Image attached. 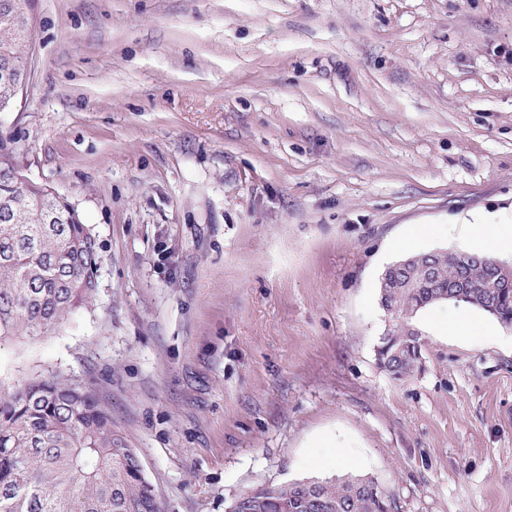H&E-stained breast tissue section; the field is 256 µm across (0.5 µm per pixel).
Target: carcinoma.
<instances>
[{
    "instance_id": "cac0c4a2",
    "label": "carcinoma",
    "mask_w": 512,
    "mask_h": 512,
    "mask_svg": "<svg viewBox=\"0 0 512 512\" xmlns=\"http://www.w3.org/2000/svg\"><path fill=\"white\" fill-rule=\"evenodd\" d=\"M36 0H0V62L30 72ZM13 142L0 136V342L59 328L98 288L100 245L71 204L44 184L11 177ZM379 292L389 319L378 344L380 365L400 378L420 367L412 319L443 302L464 303L512 323V278L493 259L460 264L442 252L411 255ZM231 512H396L395 501L369 477L346 474L258 487ZM0 512H162L112 416L89 387L68 376H36L0 387Z\"/></svg>"
}]
</instances>
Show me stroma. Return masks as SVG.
I'll return each mask as SVG.
<instances>
[{"mask_svg": "<svg viewBox=\"0 0 512 512\" xmlns=\"http://www.w3.org/2000/svg\"><path fill=\"white\" fill-rule=\"evenodd\" d=\"M0 135L101 246L0 386L62 373L112 416L163 512L346 473L399 512H512V330L452 302L376 348L378 278L512 224V0H36ZM469 313L484 323L452 335Z\"/></svg>", "mask_w": 512, "mask_h": 512, "instance_id": "stroma-1", "label": "stroma"}]
</instances>
